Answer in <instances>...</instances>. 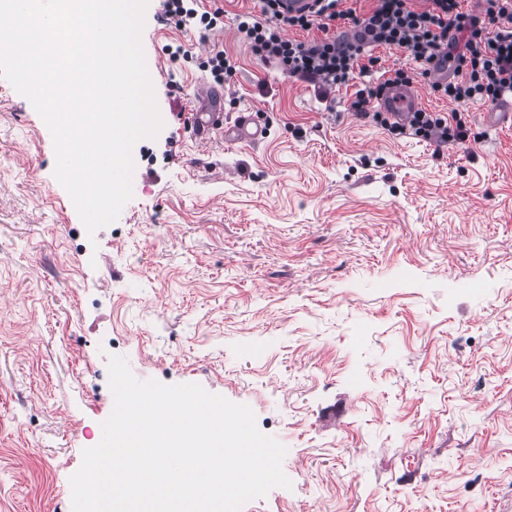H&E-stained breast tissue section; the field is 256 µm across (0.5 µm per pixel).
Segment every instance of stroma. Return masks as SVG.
Wrapping results in <instances>:
<instances>
[{"label": "stroma", "instance_id": "stroma-1", "mask_svg": "<svg viewBox=\"0 0 512 512\" xmlns=\"http://www.w3.org/2000/svg\"><path fill=\"white\" fill-rule=\"evenodd\" d=\"M207 45L142 44L164 127L134 147L133 199L87 236L52 135L0 78V512H72L70 476L113 409L108 355L139 379L249 405L291 488L243 512H512V126L394 137L354 87L263 61L223 0ZM190 45L191 57L171 48ZM224 49V113L264 135L198 146L188 100ZM200 64L210 72L214 83L222 87L224 80L235 71L229 58L224 55V49H216L215 46Z\"/></svg>", "mask_w": 512, "mask_h": 512}]
</instances>
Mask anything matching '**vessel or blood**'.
I'll list each match as a JSON object with an SVG mask.
<instances>
[{
  "mask_svg": "<svg viewBox=\"0 0 512 512\" xmlns=\"http://www.w3.org/2000/svg\"><path fill=\"white\" fill-rule=\"evenodd\" d=\"M199 103L191 107L192 129L199 145H208L212 133H221L226 143L236 144L253 139L249 126L254 123V116H240L234 123L224 121L223 95L221 92L204 87L198 93ZM378 109L389 113L398 122H405L410 112L419 108V98L411 87L395 85L379 99Z\"/></svg>",
  "mask_w": 512,
  "mask_h": 512,
  "instance_id": "vessel-or-blood-1",
  "label": "vessel or blood"
}]
</instances>
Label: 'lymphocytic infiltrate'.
Here are the masks:
<instances>
[{
    "label": "lymphocytic infiltrate",
    "mask_w": 512,
    "mask_h": 512,
    "mask_svg": "<svg viewBox=\"0 0 512 512\" xmlns=\"http://www.w3.org/2000/svg\"><path fill=\"white\" fill-rule=\"evenodd\" d=\"M279 0H259V15H246L237 31L253 52L266 61H277L286 73L318 86L321 94L349 85L360 73H368L379 59L372 51L379 46L402 50L408 60L423 66L445 57L454 70L453 80L431 82L435 95L460 103H496L512 95V0H485V16L478 19L461 10V0H376L368 13L357 15L344 8V0H315L306 14L285 16ZM167 25L207 40L224 17L221 7H204L201 0H163ZM339 19L355 24L352 36L336 37L329 29ZM303 31L289 39L285 28ZM408 71L398 69L377 84L357 89L351 103L357 114L400 136L406 133L445 143L463 140L467 131L454 112H414L407 124L391 121L380 111H370L388 87L410 83Z\"/></svg>",
    "instance_id": "1"
}]
</instances>
